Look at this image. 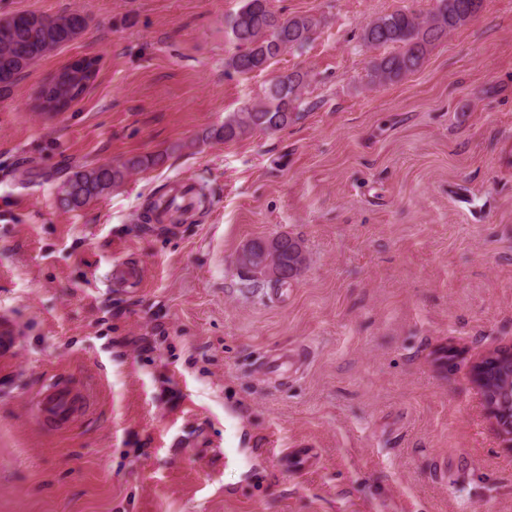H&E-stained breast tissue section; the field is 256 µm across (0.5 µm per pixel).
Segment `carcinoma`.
I'll return each mask as SVG.
<instances>
[{
	"label": "carcinoma",
	"mask_w": 512,
	"mask_h": 512,
	"mask_svg": "<svg viewBox=\"0 0 512 512\" xmlns=\"http://www.w3.org/2000/svg\"><path fill=\"white\" fill-rule=\"evenodd\" d=\"M483 0H435V7L422 16L406 9L374 18L363 29L367 46L396 45L399 51L374 61L371 82L382 86L417 71L435 41L465 25L481 10ZM227 34L236 52L227 59V69L242 75L266 71L273 60L290 48H301L315 34L319 20L312 15L284 17L273 11L270 0H240L239 9L225 19ZM88 27L79 11L56 15L21 12L0 19V94L9 93L37 61L78 39ZM305 74L283 73L271 80L258 102L224 117V124L208 130L203 140L232 141L255 131L280 130L299 118L301 88ZM90 76L82 70L65 72L52 89L50 102L73 103L88 88ZM165 161L162 153L134 156L120 164L102 163L73 171L58 189L61 208L80 209L112 189L129 175ZM259 261L247 270L265 276L263 282L277 288L271 274L286 270L291 278L301 276L306 256L301 243L290 236H277L250 243ZM488 388L496 404L512 422V367L496 365L488 372Z\"/></svg>",
	"instance_id": "cac0c4a2"
}]
</instances>
